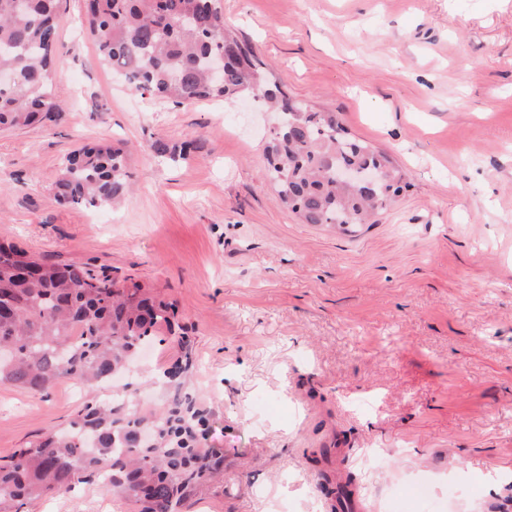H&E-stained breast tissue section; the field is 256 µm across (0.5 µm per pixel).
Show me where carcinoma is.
Here are the masks:
<instances>
[{"label": "carcinoma", "mask_w": 512, "mask_h": 512, "mask_svg": "<svg viewBox=\"0 0 512 512\" xmlns=\"http://www.w3.org/2000/svg\"><path fill=\"white\" fill-rule=\"evenodd\" d=\"M62 0H0V71L16 83L0 87V128L28 126L60 116L54 94L56 15ZM87 31L98 60L141 93L180 105L250 94L272 106L288 97L256 56L226 32L220 0H89ZM224 52L223 82L210 80L209 60ZM265 155L280 204L305 224L343 228L364 224L403 189V175L367 143L348 135L334 112L300 101L281 114ZM156 153L173 161L199 141ZM381 168L376 185L340 186L338 167ZM130 191L127 156L109 143L82 147L63 159L56 201L91 207L115 205ZM0 380L34 394L61 379L87 386L131 374L148 344L178 338L184 355L155 374L160 409H146L127 390L103 405L89 400L67 430L46 433L0 459V512L96 484L139 505V512L179 507L220 473L223 457L205 443L210 413L190 385V341L175 310L153 289L116 280L79 265L35 259L0 241ZM80 331L72 340L74 331Z\"/></svg>", "instance_id": "cac0c4a2"}]
</instances>
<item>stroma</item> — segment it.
I'll use <instances>...</instances> for the list:
<instances>
[{"instance_id": "obj_1", "label": "stroma", "mask_w": 512, "mask_h": 512, "mask_svg": "<svg viewBox=\"0 0 512 512\" xmlns=\"http://www.w3.org/2000/svg\"><path fill=\"white\" fill-rule=\"evenodd\" d=\"M221 4L291 98L407 173L377 223H301L266 175L273 113L130 92L67 0L64 112L0 132V241L161 289L190 327L224 476L183 512H332L345 483L364 512H512V0ZM99 142L127 144L134 193L59 205L62 158ZM86 399L0 383V458ZM138 510L95 485L28 507Z\"/></svg>"}]
</instances>
